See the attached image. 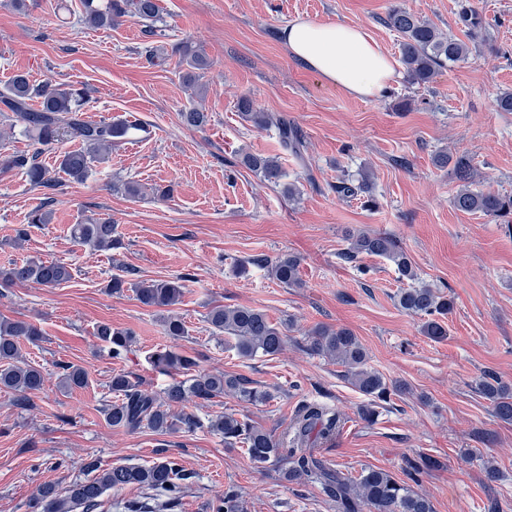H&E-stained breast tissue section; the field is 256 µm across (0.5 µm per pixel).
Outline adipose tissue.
<instances>
[{
    "mask_svg": "<svg viewBox=\"0 0 512 512\" xmlns=\"http://www.w3.org/2000/svg\"><path fill=\"white\" fill-rule=\"evenodd\" d=\"M281 34L296 61L355 96L379 97L398 76L396 61L360 27L299 18Z\"/></svg>",
    "mask_w": 512,
    "mask_h": 512,
    "instance_id": "1",
    "label": "adipose tissue"
}]
</instances>
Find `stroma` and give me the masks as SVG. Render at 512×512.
<instances>
[{"label":"stroma","instance_id":"1","mask_svg":"<svg viewBox=\"0 0 512 512\" xmlns=\"http://www.w3.org/2000/svg\"><path fill=\"white\" fill-rule=\"evenodd\" d=\"M472 2L487 18L489 44L472 46L468 61L448 64L429 87L401 77L389 95L361 99L296 63L281 29L298 18L357 25L396 58L399 37L383 23L393 6L453 33L460 0H159L155 44L169 48L187 39L210 60L203 78L210 121L195 129L180 120L192 100L179 77V56L151 62L140 19L95 29L84 24L79 0H67L64 10L58 0H26L23 12L13 0H0V90L24 72L35 84L49 79L84 89L91 119L144 127L115 146L85 182L66 183L47 224L27 223L41 190L18 171L0 172V269L27 257L73 268L71 281L56 288L0 290V317L41 328L42 340L23 351L46 375L44 392L29 404L0 392V512H33L39 487H65L85 476L88 461L108 468L148 465L161 456L177 458L192 475L174 512H207L227 489L241 495L247 512H337L317 484L290 483L277 464L255 467L243 450L208 431L112 428L103 409L113 400V373L127 372L161 393L169 378L153 371L148 358L165 348L273 395L258 406L227 394L189 402L188 411L200 417L233 412L280 437L301 401L314 399L344 418L335 437L320 445L332 466L352 474L382 469L401 481L407 458L429 455L438 467L410 488L429 497L434 512H487L494 499L512 512V422L497 419L475 390L487 371L512 386V235L454 209L458 183L450 169L433 163L439 151L468 156L481 188L512 193V112L496 108L497 97L512 92V0ZM243 96L287 116L305 134L309 168L282 161L295 196L241 165L240 151L280 152L276 129L242 120ZM408 96L410 110L394 111L395 99ZM362 172L373 177L378 206L372 210L331 189L340 176ZM118 181L148 193L129 197L113 190ZM154 187L168 188L169 196L154 197ZM85 217L112 218L123 248L77 247L68 228ZM363 229L397 239L420 278L452 297L447 338L430 340L420 318L396 305L403 282L389 261L366 257L356 268L339 258L346 232ZM288 253L301 259V287L283 286L256 264ZM241 261L248 264L243 274L236 271ZM124 270L138 280L187 276L183 299L171 311L183 318L187 336H166V313L132 292L107 291L111 276ZM216 304L263 311L286 329V349L272 359L237 356L206 321ZM104 321L135 336L122 360H113L94 334ZM318 324L352 330L372 368L407 384L373 422L359 418L366 399L340 366L304 349V332ZM59 361L84 367L87 385L61 393ZM488 466L497 468V481L486 480Z\"/></svg>","mask_w":512,"mask_h":512}]
</instances>
